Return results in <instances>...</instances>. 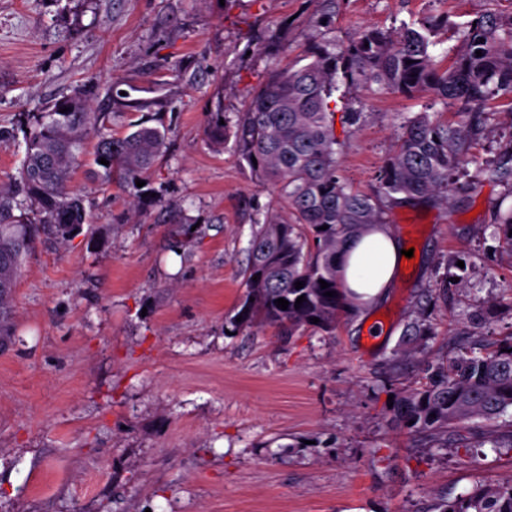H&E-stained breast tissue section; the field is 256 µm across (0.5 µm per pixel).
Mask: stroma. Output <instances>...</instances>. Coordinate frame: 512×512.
Returning a JSON list of instances; mask_svg holds the SVG:
<instances>
[{"label": "stroma", "mask_w": 512, "mask_h": 512, "mask_svg": "<svg viewBox=\"0 0 512 512\" xmlns=\"http://www.w3.org/2000/svg\"><path fill=\"white\" fill-rule=\"evenodd\" d=\"M512 0H0V126L81 86L99 100L139 88L163 101L167 150L132 208L87 162L71 186L90 224L27 256L0 351V512H426L434 498L512 476V449L423 451L391 424L389 395L418 364L404 334L437 295L428 354L512 334V255L491 222L512 208L482 169L512 138V102L490 101L451 204L386 209L413 258L388 295L341 316L334 335L233 330L254 221L275 204L232 147L213 149L210 113L233 130L249 92L314 43L427 13L463 22ZM282 43L265 49L271 30ZM341 175L370 189L402 117L457 107L337 86ZM370 113L362 129L346 112Z\"/></svg>", "instance_id": "stroma-1"}]
</instances>
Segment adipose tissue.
Returning a JSON list of instances; mask_svg holds the SVG:
<instances>
[{
	"instance_id": "obj_1",
	"label": "adipose tissue",
	"mask_w": 512,
	"mask_h": 512,
	"mask_svg": "<svg viewBox=\"0 0 512 512\" xmlns=\"http://www.w3.org/2000/svg\"><path fill=\"white\" fill-rule=\"evenodd\" d=\"M405 247L387 225L368 227L349 239L338 256L339 276L351 306L382 300L395 285V272L405 262Z\"/></svg>"
}]
</instances>
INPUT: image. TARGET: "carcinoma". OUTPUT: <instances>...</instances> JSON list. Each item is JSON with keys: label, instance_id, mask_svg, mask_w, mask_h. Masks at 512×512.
<instances>
[{"label": "carcinoma", "instance_id": "obj_1", "mask_svg": "<svg viewBox=\"0 0 512 512\" xmlns=\"http://www.w3.org/2000/svg\"><path fill=\"white\" fill-rule=\"evenodd\" d=\"M442 30L458 41L455 57L444 69L431 55ZM305 60L296 69L269 72L251 91L233 131L234 151L251 175L280 195L279 206L267 209L252 232L243 270L246 293L229 318L237 330L267 325L290 336L301 328L333 334L336 320L347 310L336 269L341 244L369 226L386 223V201L450 203L453 177L486 133L487 103L495 96L512 100V12L481 13L462 26L434 14L392 31L369 26L336 52L326 44L310 45ZM338 77L353 92L428 93L452 100L462 120L442 123L427 112L404 118L375 184L368 192L356 190L340 176L336 157L329 98ZM136 92L132 88L112 102L115 111L129 114L121 135L107 128L111 113L94 108L97 94L90 86L54 103L24 128L25 157L18 175L0 184V348L14 335L8 301L37 240L52 236L63 244L87 223L84 196L70 187L69 179L88 142L94 141L92 161L102 169L104 182H117L134 202L143 194L136 180L148 182L155 174L168 129L148 124L142 113L152 111L155 101ZM222 117V112L210 113L206 127L207 138L218 147L227 141ZM103 158L109 164L100 163ZM486 175L512 186V140L499 148ZM16 209L20 214H14ZM494 222L512 247V209L495 213ZM321 279L336 295H325ZM297 281L304 287L295 288ZM302 295L305 301L297 308ZM279 298L289 302L287 309L277 307ZM313 317L319 322L312 323ZM404 335H434L428 315L416 313ZM418 376L417 386L397 399L392 424L433 448L467 449L469 422L512 410V334L478 355L424 356ZM433 507L439 512H512V478L478 484L453 499H439Z\"/></svg>", "mask_w": 512, "mask_h": 512}]
</instances>
